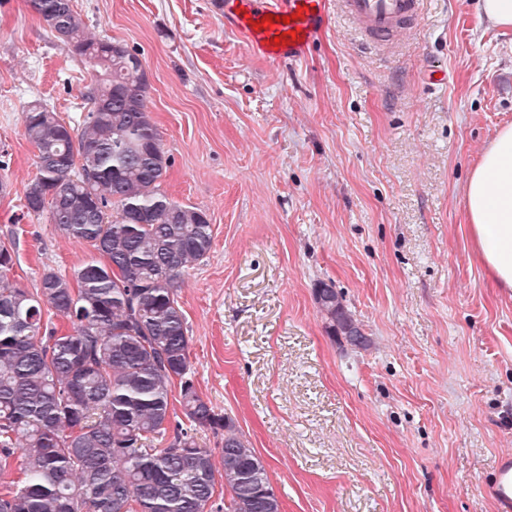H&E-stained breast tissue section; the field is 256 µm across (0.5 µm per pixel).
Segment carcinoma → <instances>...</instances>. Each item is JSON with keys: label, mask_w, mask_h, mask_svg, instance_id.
Returning a JSON list of instances; mask_svg holds the SVG:
<instances>
[{"label": "carcinoma", "mask_w": 512, "mask_h": 512, "mask_svg": "<svg viewBox=\"0 0 512 512\" xmlns=\"http://www.w3.org/2000/svg\"><path fill=\"white\" fill-rule=\"evenodd\" d=\"M30 6L96 79L78 129L46 108L24 113L38 173L23 207L94 257L72 280L45 271L31 291L0 244V473L19 470L0 488V512H280L264 460L194 383L177 291L211 251L213 228L162 189L168 158L142 62L89 35L72 0ZM314 298L328 335L354 332L350 344L368 346L333 286L318 284ZM52 314L67 327L49 326ZM197 429L224 434L221 466Z\"/></svg>", "instance_id": "cac0c4a2"}]
</instances>
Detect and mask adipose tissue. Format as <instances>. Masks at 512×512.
Wrapping results in <instances>:
<instances>
[{"label":"adipose tissue","mask_w":512,"mask_h":512,"mask_svg":"<svg viewBox=\"0 0 512 512\" xmlns=\"http://www.w3.org/2000/svg\"><path fill=\"white\" fill-rule=\"evenodd\" d=\"M472 248L496 287L512 291V125L497 131L464 190Z\"/></svg>","instance_id":"adipose-tissue-1"}]
</instances>
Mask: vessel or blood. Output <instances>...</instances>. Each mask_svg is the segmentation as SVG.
Returning a JSON list of instances; mask_svg holds the SVG:
<instances>
[{
	"label": "vessel or blood",
	"mask_w": 512,
	"mask_h": 512,
	"mask_svg": "<svg viewBox=\"0 0 512 512\" xmlns=\"http://www.w3.org/2000/svg\"><path fill=\"white\" fill-rule=\"evenodd\" d=\"M215 6L249 47L276 59L292 56L320 24L316 0H276L271 7L259 0H216ZM339 6L371 44L388 48L419 15L422 0H339Z\"/></svg>",
	"instance_id": "b4317fda"
}]
</instances>
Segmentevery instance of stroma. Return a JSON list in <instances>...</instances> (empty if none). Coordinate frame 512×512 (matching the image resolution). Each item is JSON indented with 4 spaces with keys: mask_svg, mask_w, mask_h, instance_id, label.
<instances>
[{
    "mask_svg": "<svg viewBox=\"0 0 512 512\" xmlns=\"http://www.w3.org/2000/svg\"><path fill=\"white\" fill-rule=\"evenodd\" d=\"M479 4L426 0L388 58L321 0L316 33L275 60L211 0H73L88 32L138 54L163 189L213 226L178 290L193 379L261 455L282 512H502L489 489L512 458V292L474 255L463 190L512 124V28ZM91 79L28 0H0V242L29 289L92 250L23 214V114L81 122ZM321 282L367 348L328 336Z\"/></svg>",
    "mask_w": 512,
    "mask_h": 512,
    "instance_id": "obj_1",
    "label": "stroma"
}]
</instances>
